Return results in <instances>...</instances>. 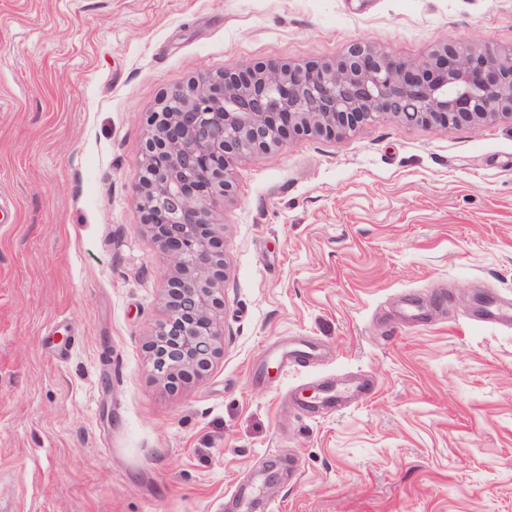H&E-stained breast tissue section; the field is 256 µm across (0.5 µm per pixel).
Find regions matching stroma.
Listing matches in <instances>:
<instances>
[{
    "label": "stroma",
    "mask_w": 512,
    "mask_h": 512,
    "mask_svg": "<svg viewBox=\"0 0 512 512\" xmlns=\"http://www.w3.org/2000/svg\"><path fill=\"white\" fill-rule=\"evenodd\" d=\"M454 39L512 45V0H0V512H512L510 117L238 158L224 355L172 385L146 352L171 276L137 192L158 99Z\"/></svg>",
    "instance_id": "stroma-1"
}]
</instances>
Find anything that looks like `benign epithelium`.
<instances>
[{"instance_id": "1", "label": "benign epithelium", "mask_w": 512, "mask_h": 512, "mask_svg": "<svg viewBox=\"0 0 512 512\" xmlns=\"http://www.w3.org/2000/svg\"><path fill=\"white\" fill-rule=\"evenodd\" d=\"M512 47L478 53L444 42L394 60L356 44L335 64L246 66L167 93L150 113L140 206L162 262L177 273L148 352L170 383L203 379L224 355V199L242 155L285 136L343 138L366 123L446 128L512 116Z\"/></svg>"}]
</instances>
